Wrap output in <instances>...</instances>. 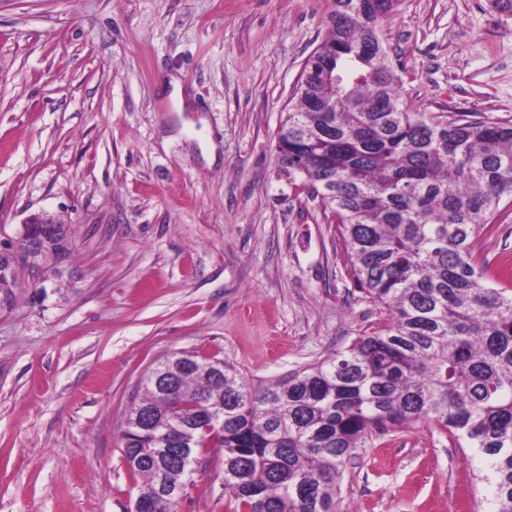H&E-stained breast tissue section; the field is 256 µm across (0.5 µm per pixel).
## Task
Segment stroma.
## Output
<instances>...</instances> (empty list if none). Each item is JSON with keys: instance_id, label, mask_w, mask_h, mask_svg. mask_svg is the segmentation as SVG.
Here are the masks:
<instances>
[{"instance_id": "1", "label": "stroma", "mask_w": 512, "mask_h": 512, "mask_svg": "<svg viewBox=\"0 0 512 512\" xmlns=\"http://www.w3.org/2000/svg\"><path fill=\"white\" fill-rule=\"evenodd\" d=\"M332 0H0V248L46 211L62 277L20 265L0 302V512H128L122 434L178 351L252 390L388 323L335 220L275 160ZM414 110L512 123V15L398 0L382 23ZM217 160L207 163V143ZM475 252L512 258V206ZM471 449L418 423L368 434L337 512H491ZM178 512H232L212 452ZM23 224H31L28 230L40 236L39 252L44 259L59 258L69 250L70 225L47 212L29 216Z\"/></svg>"}]
</instances>
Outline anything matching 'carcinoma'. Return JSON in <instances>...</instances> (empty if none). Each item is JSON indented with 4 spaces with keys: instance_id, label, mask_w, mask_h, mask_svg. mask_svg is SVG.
<instances>
[{
    "instance_id": "carcinoma-1",
    "label": "carcinoma",
    "mask_w": 512,
    "mask_h": 512,
    "mask_svg": "<svg viewBox=\"0 0 512 512\" xmlns=\"http://www.w3.org/2000/svg\"><path fill=\"white\" fill-rule=\"evenodd\" d=\"M397 2L333 0L276 146L290 184L336 219L356 287L390 323L259 392L214 356L159 362L122 436L151 512H176L184 496L186 474L165 469L184 433L194 456L224 453L234 512H336L358 442L421 421L474 449L494 512H512V288L490 284L474 253L512 198V123L405 106L381 33ZM30 231L46 259L69 250L68 224ZM14 287L0 255V295Z\"/></svg>"
}]
</instances>
